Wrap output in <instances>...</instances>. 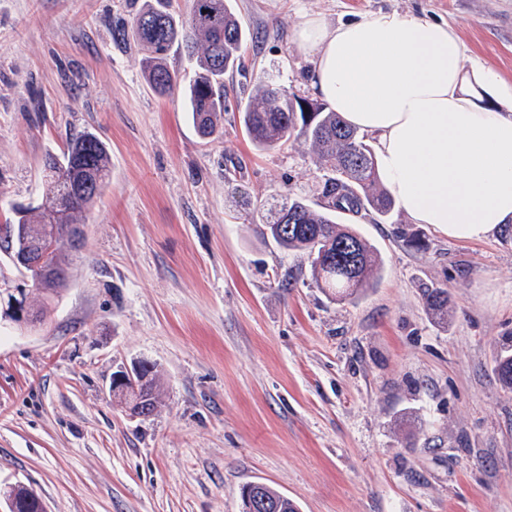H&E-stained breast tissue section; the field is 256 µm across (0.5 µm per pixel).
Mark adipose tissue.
<instances>
[{"label":"adipose tissue","mask_w":512,"mask_h":512,"mask_svg":"<svg viewBox=\"0 0 512 512\" xmlns=\"http://www.w3.org/2000/svg\"><path fill=\"white\" fill-rule=\"evenodd\" d=\"M296 41L313 54L311 87L376 140L384 188L417 224L474 240L512 219V86L490 68L465 69L443 22L377 11L331 26L303 19ZM498 90L481 106L466 80Z\"/></svg>","instance_id":"ef3b65f1"}]
</instances>
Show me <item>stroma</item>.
Instances as JSON below:
<instances>
[{
    "mask_svg": "<svg viewBox=\"0 0 512 512\" xmlns=\"http://www.w3.org/2000/svg\"><path fill=\"white\" fill-rule=\"evenodd\" d=\"M146 0H0V225L38 205L47 154L90 132L112 181L44 324L0 322V487L48 512H241L262 482L300 512H512V226L458 240L400 209L340 213L380 253L376 283L335 300L263 234L286 195L319 204L310 146L255 147L240 110L273 83L313 98L304 16L396 10L448 25L512 84V0H229L249 33L210 138L182 93L147 85L117 31ZM419 232L423 249L407 246ZM447 289L448 323L420 288ZM160 375L132 417L113 372ZM141 368L144 374L148 376V378L145 381L143 391L139 396V401H135L134 397L127 399L115 395V398H117L119 402L124 405L125 410L128 408L132 414L142 415L143 412L141 409L148 408L146 414L147 416H145L148 417L153 413L158 403L159 387L157 371L152 364H150V366L147 364H142ZM140 406L142 407L141 409Z\"/></svg>",
    "mask_w": 512,
    "mask_h": 512,
    "instance_id": "35a3bbf8",
    "label": "stroma"
}]
</instances>
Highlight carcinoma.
Returning a JSON list of instances; mask_svg holds the SVG:
<instances>
[{
  "label": "carcinoma",
  "mask_w": 512,
  "mask_h": 512,
  "mask_svg": "<svg viewBox=\"0 0 512 512\" xmlns=\"http://www.w3.org/2000/svg\"><path fill=\"white\" fill-rule=\"evenodd\" d=\"M123 35L151 51L142 68L148 84L160 96L173 94L177 87V73L165 63L168 52L175 48L195 61V79L187 93L188 111L201 136L215 134L218 114L224 112V75L242 64L247 38L226 0H190L188 12L178 18L172 12V0H148L131 17ZM293 98L295 95L285 87L263 88L241 110L240 123L259 147L290 138L310 144L316 164L330 176L321 189L320 209L303 198L287 197L268 210L264 230L280 248L304 253L317 286L343 300L373 284L380 259L357 231L337 222L336 212L364 210L386 217L395 202L381 186L373 151L364 137L322 103L316 104L315 118L307 122L303 112L294 110ZM45 169L48 179L41 203L14 208V221L0 226V248L8 250L11 257L25 248L24 238L11 233L15 225L40 230L59 242V272L39 286L42 313L66 285L72 256L67 247L71 226L84 224L86 210L110 187L111 156L101 139L83 133L67 142L62 155H47ZM422 297L435 320L448 322L447 289L425 287ZM141 368L147 380L139 399L121 397L119 402L133 414L140 415L145 408L150 415L158 403L157 371L152 365ZM495 373L512 389V348L496 357ZM264 497L271 512H299L294 501L282 498L270 486L265 488Z\"/></svg>",
  "instance_id": "cac0c4a2"
}]
</instances>
